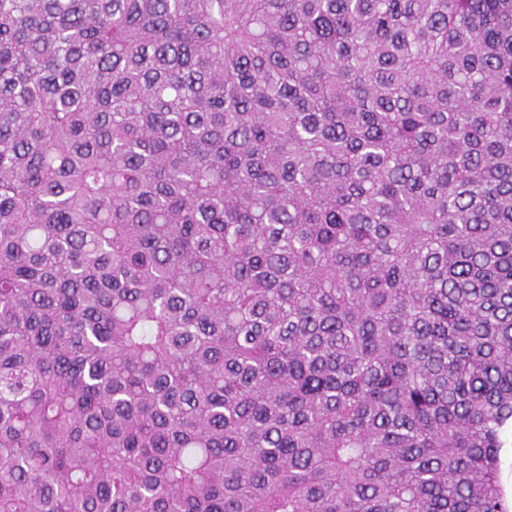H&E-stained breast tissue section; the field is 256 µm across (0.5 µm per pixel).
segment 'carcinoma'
Masks as SVG:
<instances>
[{
    "label": "carcinoma",
    "mask_w": 512,
    "mask_h": 512,
    "mask_svg": "<svg viewBox=\"0 0 512 512\" xmlns=\"http://www.w3.org/2000/svg\"><path fill=\"white\" fill-rule=\"evenodd\" d=\"M512 0H0V512H509Z\"/></svg>",
    "instance_id": "carcinoma-1"
}]
</instances>
